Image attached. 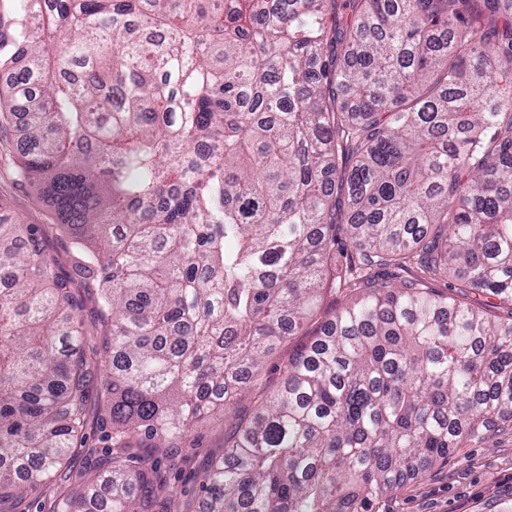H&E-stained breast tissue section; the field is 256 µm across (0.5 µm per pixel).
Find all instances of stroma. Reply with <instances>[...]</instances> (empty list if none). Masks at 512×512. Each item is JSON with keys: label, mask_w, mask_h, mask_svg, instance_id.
I'll return each mask as SVG.
<instances>
[{"label": "stroma", "mask_w": 512, "mask_h": 512, "mask_svg": "<svg viewBox=\"0 0 512 512\" xmlns=\"http://www.w3.org/2000/svg\"><path fill=\"white\" fill-rule=\"evenodd\" d=\"M15 162V152L0 156V198L5 201L0 207V221L41 227L48 254L62 274H71V240L54 225L36 188L13 180ZM74 296L88 332L85 342L96 352L95 364H103L110 340L97 314L94 291L79 285ZM306 342V337H293L268 358L261 388L252 390L237 402L236 418H248L256 400L277 387L278 365ZM100 406L99 392H91L85 438L75 448L68 466L37 490L7 502V512H52L57 496L74 489L71 474L106 462L105 436L109 427L101 420ZM233 420L213 416L196 430L200 447L193 448L185 443L170 451L171 477L176 483L191 489L197 486L211 458L223 454L224 436ZM375 512H512V433L503 431L482 443L462 440L458 447L450 449L447 462L432 466L418 477L405 479L377 502Z\"/></svg>", "instance_id": "1"}]
</instances>
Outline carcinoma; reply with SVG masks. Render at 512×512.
Listing matches in <instances>:
<instances>
[{
  "label": "carcinoma",
  "mask_w": 512,
  "mask_h": 512,
  "mask_svg": "<svg viewBox=\"0 0 512 512\" xmlns=\"http://www.w3.org/2000/svg\"><path fill=\"white\" fill-rule=\"evenodd\" d=\"M11 6L0 138L26 121L13 178L71 238L75 275L36 227L0 222V502L84 437L78 281L110 322L112 460L54 512H374L462 439L512 427V318L428 287L512 303V0ZM413 263L396 289L386 270ZM311 322L193 496L136 452L198 445ZM453 284L454 282L449 279L448 281L444 279L430 281V287L437 292L485 310L492 319L506 320L510 317V305L503 304L498 299L477 291L461 294L459 289L451 288Z\"/></svg>",
  "instance_id": "carcinoma-1"
}]
</instances>
